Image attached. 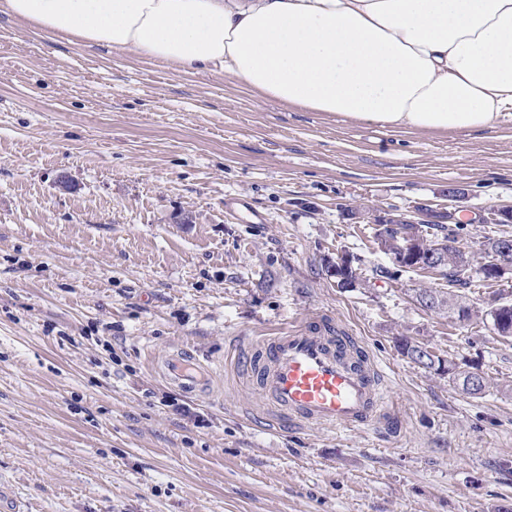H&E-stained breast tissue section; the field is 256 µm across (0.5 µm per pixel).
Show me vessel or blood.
<instances>
[{"label":"vessel or blood","mask_w":512,"mask_h":512,"mask_svg":"<svg viewBox=\"0 0 512 512\" xmlns=\"http://www.w3.org/2000/svg\"><path fill=\"white\" fill-rule=\"evenodd\" d=\"M242 363L278 419L338 429H368L389 417L385 376L369 353L331 320L314 316L262 337ZM161 377L181 392L210 393L214 371L187 351L157 362Z\"/></svg>","instance_id":"vessel-or-blood-1"}]
</instances>
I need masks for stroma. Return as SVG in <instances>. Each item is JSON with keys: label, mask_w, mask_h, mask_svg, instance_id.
<instances>
[{"label": "stroma", "mask_w": 512, "mask_h": 512, "mask_svg": "<svg viewBox=\"0 0 512 512\" xmlns=\"http://www.w3.org/2000/svg\"><path fill=\"white\" fill-rule=\"evenodd\" d=\"M512 206V124L389 131L0 14V484L20 512H512V340L408 291L350 206ZM263 216L246 224L224 200ZM350 254L360 282L327 264ZM312 314L386 373L395 430L275 423L236 358ZM483 373L473 398L401 355ZM191 351L207 397L155 359Z\"/></svg>", "instance_id": "obj_1"}]
</instances>
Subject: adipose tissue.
I'll list each match as a JSON object with an SVG mask.
<instances>
[{"mask_svg": "<svg viewBox=\"0 0 512 512\" xmlns=\"http://www.w3.org/2000/svg\"><path fill=\"white\" fill-rule=\"evenodd\" d=\"M29 29L422 133L512 123V0H0Z\"/></svg>", "mask_w": 512, "mask_h": 512, "instance_id": "1", "label": "adipose tissue"}]
</instances>
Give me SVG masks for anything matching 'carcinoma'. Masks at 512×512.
I'll return each mask as SVG.
<instances>
[{"label": "carcinoma", "mask_w": 512, "mask_h": 512, "mask_svg": "<svg viewBox=\"0 0 512 512\" xmlns=\"http://www.w3.org/2000/svg\"><path fill=\"white\" fill-rule=\"evenodd\" d=\"M464 223H433V224H394L376 230L375 239L378 245L392 248L400 232L412 234L415 247H424L435 252V263L440 276L448 283V290L414 288L412 299L420 306L434 309L443 307V313L448 319L459 323L468 321L472 316L466 295L460 291L472 286L473 278L485 283L489 287L503 276L486 270L482 267L473 269L466 267L469 261L466 253L457 246L459 231L463 230ZM483 317L490 321L492 330L503 338H512V301H504L502 297L494 294L491 297L490 308L483 311ZM400 353L412 362L428 370L446 371L452 375L453 380L467 395L476 396L483 392L485 386L474 388L469 385V375L466 371H454L453 364L445 362L436 356L425 343H416L404 339L399 344Z\"/></svg>", "instance_id": "cac0c4a2"}]
</instances>
